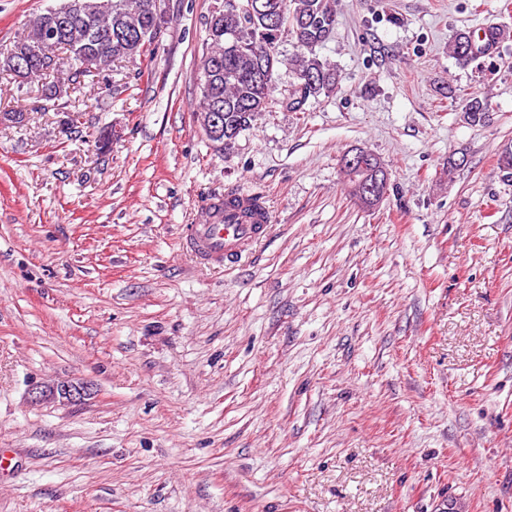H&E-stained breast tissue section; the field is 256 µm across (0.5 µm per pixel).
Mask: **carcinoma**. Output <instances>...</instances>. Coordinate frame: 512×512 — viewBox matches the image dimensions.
<instances>
[{"label":"carcinoma","mask_w":512,"mask_h":512,"mask_svg":"<svg viewBox=\"0 0 512 512\" xmlns=\"http://www.w3.org/2000/svg\"><path fill=\"white\" fill-rule=\"evenodd\" d=\"M95 4V17L71 15L61 12L69 3L55 6L59 13L51 25L44 22L43 13L32 15L25 29L9 46L16 50L10 64L0 69L20 79L22 82L45 78L53 72H63L64 63L50 69L44 68L40 59L31 52L42 49L49 43L51 30H56L60 40L56 41V51H63L73 62V70L63 78L46 86L51 90L57 85L65 89L88 82H99L102 73L110 70L115 62H134L145 55L159 41L169 24L165 20L155 22L148 16L147 0H89ZM264 0H224L220 12H208L204 19L206 38L201 55L197 58L200 76V102L196 114L220 112L223 115L224 137L218 144L229 149L237 136L249 129L255 113L263 112L272 105L280 106L285 112H305L312 102L324 96L336 94L341 81V73L336 64L321 57L317 49L328 42L335 34L338 25L336 0H278L288 24L281 28H271L269 18L262 12ZM149 29L145 47H134L120 39H112L107 53L100 51L97 42L99 30ZM293 43L294 51L285 56L280 46L285 40ZM494 27L484 31V38L475 34L458 33L448 44V53L461 60V49L469 47L472 55L486 53L498 44ZM288 68L292 80L281 96L274 97L279 71ZM488 111L486 99L476 92L465 98L464 119L472 124L479 123ZM359 155H367L370 163L364 167L343 166L342 172L350 193L365 204L366 187L378 181L387 187V173L378 159L370 152L355 150ZM497 165L503 177L512 181V142L502 146L497 157Z\"/></svg>","instance_id":"1"}]
</instances>
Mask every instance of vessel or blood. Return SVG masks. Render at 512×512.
<instances>
[{
    "mask_svg": "<svg viewBox=\"0 0 512 512\" xmlns=\"http://www.w3.org/2000/svg\"><path fill=\"white\" fill-rule=\"evenodd\" d=\"M269 223V210L254 209L251 194L241 193L233 205L212 210L205 223L186 225L183 245L199 264L221 267L252 253Z\"/></svg>",
    "mask_w": 512,
    "mask_h": 512,
    "instance_id": "obj_1",
    "label": "vessel or blood"
}]
</instances>
